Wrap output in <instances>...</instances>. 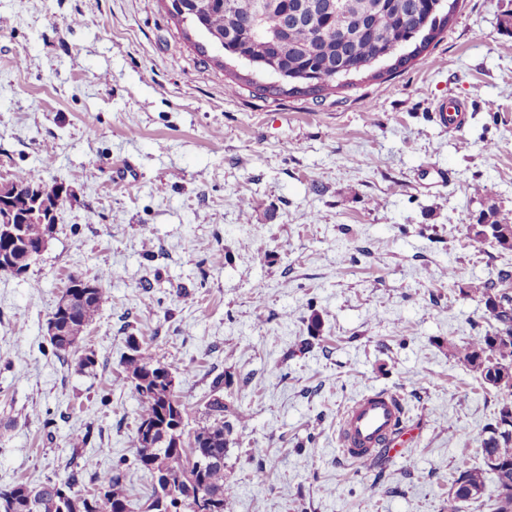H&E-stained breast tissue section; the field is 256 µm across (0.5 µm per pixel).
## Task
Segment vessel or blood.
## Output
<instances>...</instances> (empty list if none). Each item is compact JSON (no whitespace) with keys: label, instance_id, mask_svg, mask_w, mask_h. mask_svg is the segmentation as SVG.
Here are the masks:
<instances>
[{"label":"vessel or blood","instance_id":"b4317fda","mask_svg":"<svg viewBox=\"0 0 512 512\" xmlns=\"http://www.w3.org/2000/svg\"><path fill=\"white\" fill-rule=\"evenodd\" d=\"M403 415V403L396 393L364 392L341 415L338 441L342 456L365 463L373 460L381 449L399 447Z\"/></svg>","mask_w":512,"mask_h":512}]
</instances>
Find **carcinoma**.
I'll return each mask as SVG.
<instances>
[{
  "label": "carcinoma",
  "mask_w": 512,
  "mask_h": 512,
  "mask_svg": "<svg viewBox=\"0 0 512 512\" xmlns=\"http://www.w3.org/2000/svg\"><path fill=\"white\" fill-rule=\"evenodd\" d=\"M178 0H171L169 13L180 22H188L205 38L219 43L224 55L245 62L254 71L277 77L258 86L272 95H311L318 99L336 89L354 85L353 77L372 72V77L391 76L411 67L417 58L439 37L450 22L459 0H383L384 5L366 10V0H345L363 13L362 22L342 35L330 29L328 21L308 16H292L288 0L278 8L261 9L257 0H205L208 7L201 19L181 16ZM17 194L11 205L23 227L20 244L13 247V261H0V273L16 275L28 268L27 248L45 243L54 224L28 218L33 210L31 185L43 182L36 171L14 175ZM478 226L490 232L499 248L512 251V242L497 234L503 228L512 231V221L490 208L479 216ZM512 280L509 271L500 272L496 283H473L460 293L483 302L496 322L493 330L479 340L456 349L457 355L483 383L501 394L491 435L482 441L485 471L494 475L497 494L493 512H512V291L503 284ZM104 301L98 288L75 298L73 310L63 320L77 330L87 329L99 316ZM124 359L125 380L139 402L135 432L136 461L148 474L153 495L147 512H195L202 501L208 512H228L233 486L224 473V455L232 425L224 420L228 411L220 397L207 407L213 421L194 432L193 441L215 462L199 470L188 469L181 432L173 426L184 423L186 407L179 397L167 393L160 381L162 361L142 353L136 341ZM155 427L146 437L144 426ZM98 487L105 489L104 500L73 491L72 481L63 484L70 491L73 504L60 498L58 481L49 479L39 485L17 483L0 487V512H127L119 475L106 472L99 476ZM482 471L467 464L459 466V477L448 493V512H462V504L478 501L483 494Z\"/></svg>",
  "instance_id": "cac0c4a2"
}]
</instances>
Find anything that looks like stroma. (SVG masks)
<instances>
[{
  "label": "stroma",
  "instance_id": "obj_1",
  "mask_svg": "<svg viewBox=\"0 0 512 512\" xmlns=\"http://www.w3.org/2000/svg\"><path fill=\"white\" fill-rule=\"evenodd\" d=\"M508 12L460 0L414 66L315 99L227 91L240 63L200 55L163 0H0V181L30 169L67 190L38 260L0 274V486L71 475L89 494L116 468L144 512L134 336L170 364L185 436L214 393L247 409L231 512H448L501 400L455 354L494 320L454 288L512 271L468 233L488 206L512 215ZM451 98L454 130L436 112ZM103 271L96 322L58 358L50 312ZM370 389L401 395L412 437L363 467L337 430Z\"/></svg>",
  "mask_w": 512,
  "mask_h": 512
}]
</instances>
